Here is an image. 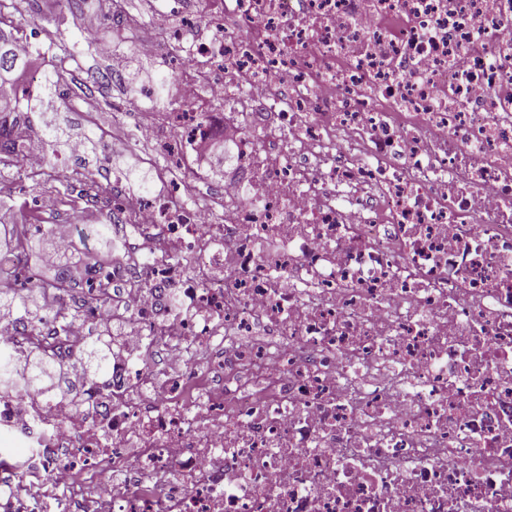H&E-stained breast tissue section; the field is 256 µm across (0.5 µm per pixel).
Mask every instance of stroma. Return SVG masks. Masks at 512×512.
<instances>
[{
  "label": "stroma",
  "mask_w": 512,
  "mask_h": 512,
  "mask_svg": "<svg viewBox=\"0 0 512 512\" xmlns=\"http://www.w3.org/2000/svg\"><path fill=\"white\" fill-rule=\"evenodd\" d=\"M113 1L116 0H18V13L9 14L11 26L20 34L49 44L71 39L81 31L83 16L94 13L101 21L100 33L111 36L114 45L110 58L103 59L86 50L67 63L58 84L42 94L43 110L35 117L32 137L43 138L46 130L53 127L63 129L72 138L84 132L92 133L97 151L89 164H82L79 158L64 150L55 162L56 172L71 177L84 170L97 179L110 178L118 181L122 190L130 195L137 194L144 183L162 191L166 188L161 180L167 155L165 147L129 138L116 149L112 146L110 132L114 117L131 124L142 119L140 112L127 110L129 90L139 91L141 109L157 113L169 110L171 100L152 97L149 91L159 73L180 70L178 49L166 44L152 57L140 56L134 49L139 39L153 35L151 11L164 6L165 0H117L138 21L131 32L115 23ZM235 174L234 163L221 165L215 158L204 159L193 154L173 177L195 184L199 189L198 202L205 203L212 197L215 186ZM33 185V180L25 174L13 170L0 173V204L7 208L1 219L5 223L20 226L23 214L29 212L36 196ZM108 211V206L84 202L73 207L61 205L43 215L45 223L76 227L79 263L63 264L48 274L49 279L68 283L69 306L81 304L89 279L87 268L103 251L101 242L95 238V229Z\"/></svg>",
  "instance_id": "obj_1"
}]
</instances>
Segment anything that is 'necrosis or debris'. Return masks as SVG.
Returning <instances> with one entry per match:
<instances>
[{"mask_svg":"<svg viewBox=\"0 0 512 512\" xmlns=\"http://www.w3.org/2000/svg\"><path fill=\"white\" fill-rule=\"evenodd\" d=\"M204 4L134 135L246 129L224 221L134 199L131 353L85 411L0 394V466L96 512H512V0Z\"/></svg>","mask_w":512,"mask_h":512,"instance_id":"necrosis-or-debris-1","label":"necrosis or debris"}]
</instances>
